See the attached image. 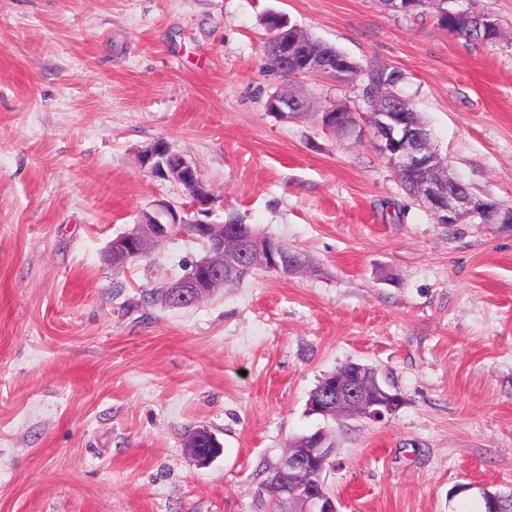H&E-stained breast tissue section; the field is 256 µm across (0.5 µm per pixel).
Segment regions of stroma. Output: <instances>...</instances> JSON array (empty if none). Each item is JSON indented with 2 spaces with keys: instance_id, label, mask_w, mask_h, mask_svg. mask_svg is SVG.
Here are the masks:
<instances>
[{
  "instance_id": "35a3bbf8",
  "label": "stroma",
  "mask_w": 512,
  "mask_h": 512,
  "mask_svg": "<svg viewBox=\"0 0 512 512\" xmlns=\"http://www.w3.org/2000/svg\"><path fill=\"white\" fill-rule=\"evenodd\" d=\"M493 46L381 0H0V512H273L260 471L326 428L341 512H483L512 493V231L439 224L370 138L325 132L356 87L264 71L263 17L401 71L451 170L512 203V0H474ZM289 88L315 112L265 107ZM164 140L200 167L211 222L299 248L197 305L149 294L205 254L180 235L105 251L181 186L141 168ZM350 362L401 395L384 420L306 403ZM224 445L201 467L183 441Z\"/></svg>"
}]
</instances>
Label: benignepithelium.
I'll list each match as a JSON object with an SVG mask.
<instances>
[{
    "label": "benign epithelium",
    "instance_id": "1",
    "mask_svg": "<svg viewBox=\"0 0 512 512\" xmlns=\"http://www.w3.org/2000/svg\"><path fill=\"white\" fill-rule=\"evenodd\" d=\"M386 5L402 15L431 7L438 15L455 18L459 26L475 24L491 31L498 25L491 14L472 16V7L449 11L448 0H386ZM274 31V44L278 48L275 68L279 74L289 78L301 75L341 80L343 64L301 42L300 34L283 24ZM266 109L284 122L309 112L305 102L285 90L271 95ZM320 115L323 128L339 137L358 140L364 132H369L395 172L414 173L415 199L433 215L436 223L461 224L481 213L483 223L512 229V210L487 208L468 189L459 188L462 179L450 171L424 127L406 119L404 109L393 101L380 98L371 112L350 113V120L344 125L336 123L334 105L323 107ZM139 163L149 173L182 186L189 198L190 211L204 216L210 214L214 204L212 191L204 183L197 163L185 153L159 140L140 152ZM184 213L185 210L165 202L156 204L131 231L111 241L107 260L114 265H125L148 255L155 242L188 233L184 228L187 223ZM205 237L208 239L206 255L196 266L212 271L213 276L201 279L190 272L167 284L173 297L188 305H195L224 287V271H233L244 264L271 270L286 278L300 271L299 267L289 264L284 254L277 253L272 241L260 236L250 238L239 230L226 233L224 225L207 222ZM401 402V396L379 376L378 369L359 364L355 372L344 369L333 374L325 392L311 396L308 412L337 420L380 421L394 413ZM208 433V428L199 426L189 432L184 441L187 453L200 466L212 462L201 456L198 448L201 435ZM333 452L324 430H318L311 437V446L286 449L279 459L278 469L264 482L262 493L274 502L296 505L294 512H339L336 498L325 491L323 481Z\"/></svg>",
    "mask_w": 512,
    "mask_h": 512
}]
</instances>
